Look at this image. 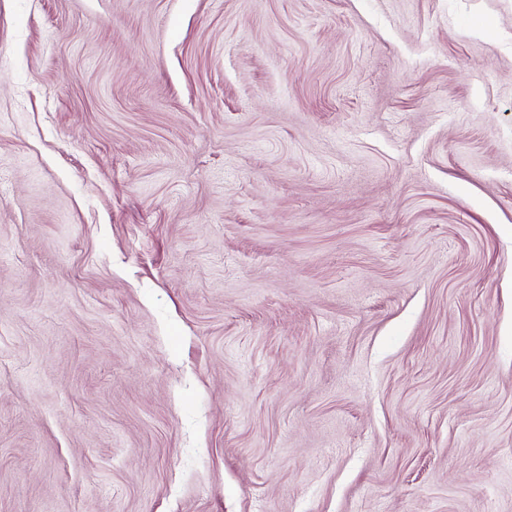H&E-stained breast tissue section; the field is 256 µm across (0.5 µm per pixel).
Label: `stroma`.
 <instances>
[{"instance_id":"35a3bbf8","label":"stroma","mask_w":512,"mask_h":512,"mask_svg":"<svg viewBox=\"0 0 512 512\" xmlns=\"http://www.w3.org/2000/svg\"><path fill=\"white\" fill-rule=\"evenodd\" d=\"M0 512H512V0H0Z\"/></svg>"}]
</instances>
